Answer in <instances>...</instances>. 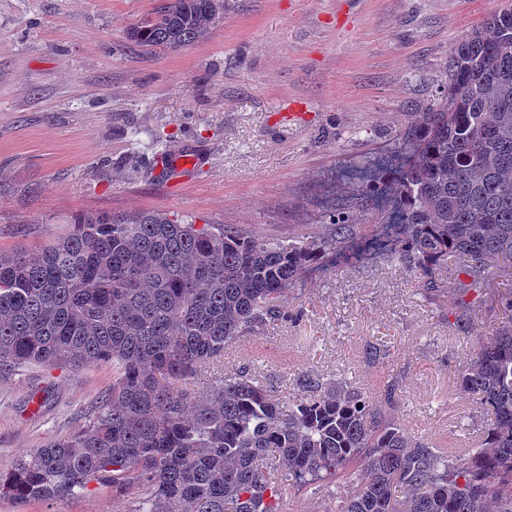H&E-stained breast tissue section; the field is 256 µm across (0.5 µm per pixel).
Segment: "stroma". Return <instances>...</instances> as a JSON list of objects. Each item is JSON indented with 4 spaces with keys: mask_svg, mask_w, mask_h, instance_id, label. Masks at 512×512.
Returning <instances> with one entry per match:
<instances>
[{
    "mask_svg": "<svg viewBox=\"0 0 512 512\" xmlns=\"http://www.w3.org/2000/svg\"><path fill=\"white\" fill-rule=\"evenodd\" d=\"M162 2L0 0V252L38 250L78 214L159 211L285 241L330 237V213L345 209L355 221L335 258L290 294L298 321L240 337L223 371L249 368L283 402L302 397L304 374L350 381L376 403L394 386L393 421L464 455L488 416L457 377L476 335L504 316L484 307L474 337H460L422 271L388 251L358 259L388 210L353 190L400 165L402 134L494 0H224L204 40L138 47L130 28ZM185 152L193 169L167 166ZM111 383L106 365H33L0 380V475L82 426ZM138 507L94 481L64 501L0 498V512ZM340 507L330 481L279 505Z\"/></svg>",
    "mask_w": 512,
    "mask_h": 512,
    "instance_id": "obj_1",
    "label": "stroma"
}]
</instances>
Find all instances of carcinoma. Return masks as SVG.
<instances>
[{
    "instance_id": "cac0c4a2",
    "label": "carcinoma",
    "mask_w": 512,
    "mask_h": 512,
    "mask_svg": "<svg viewBox=\"0 0 512 512\" xmlns=\"http://www.w3.org/2000/svg\"><path fill=\"white\" fill-rule=\"evenodd\" d=\"M224 0H167L134 27L140 47L205 38ZM448 83L400 143L404 163L379 186L400 226L391 252L433 276L459 259L448 298L469 338L477 302L509 313L478 340L460 390L491 415L463 463L389 420L361 388L300 378L307 395L273 399L254 375L185 385L270 320L287 293L349 231L270 241L233 224L166 213L73 217L41 250L0 252V377L31 365L112 366L96 411L67 438L20 456L0 477L18 504L72 498L95 481L140 493L138 512H280L288 491L336 480L340 512H512V0L451 51Z\"/></svg>"
}]
</instances>
